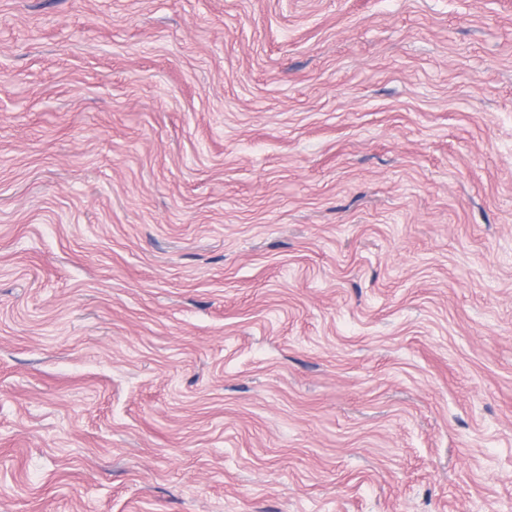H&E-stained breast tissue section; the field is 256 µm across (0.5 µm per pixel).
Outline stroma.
<instances>
[{"label":"stroma","instance_id":"35a3bbf8","mask_svg":"<svg viewBox=\"0 0 512 512\" xmlns=\"http://www.w3.org/2000/svg\"><path fill=\"white\" fill-rule=\"evenodd\" d=\"M0 512H512V0H0Z\"/></svg>","mask_w":512,"mask_h":512}]
</instances>
